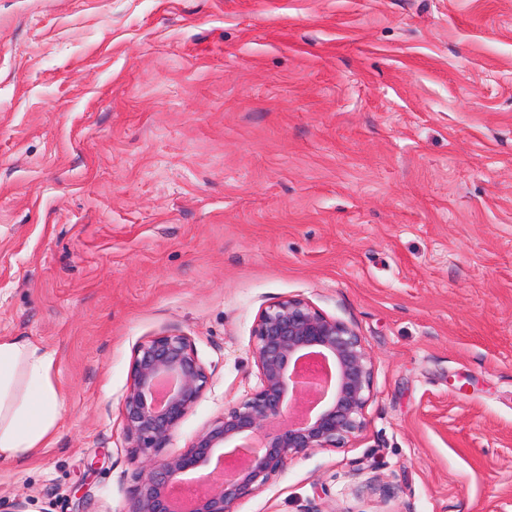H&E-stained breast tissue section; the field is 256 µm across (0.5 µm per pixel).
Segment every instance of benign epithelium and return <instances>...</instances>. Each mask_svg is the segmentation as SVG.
Wrapping results in <instances>:
<instances>
[{"label": "benign epithelium", "instance_id": "obj_1", "mask_svg": "<svg viewBox=\"0 0 512 512\" xmlns=\"http://www.w3.org/2000/svg\"><path fill=\"white\" fill-rule=\"evenodd\" d=\"M258 385L180 452L171 445L209 382L188 337L153 336L134 349L123 398L126 437L146 464L128 512H177L175 488L203 480L187 512H236L287 461L362 433L372 358L353 329L288 298L262 310L253 331Z\"/></svg>", "mask_w": 512, "mask_h": 512}]
</instances>
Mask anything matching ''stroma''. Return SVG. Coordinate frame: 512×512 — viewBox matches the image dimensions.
Here are the masks:
<instances>
[{"mask_svg":"<svg viewBox=\"0 0 512 512\" xmlns=\"http://www.w3.org/2000/svg\"><path fill=\"white\" fill-rule=\"evenodd\" d=\"M362 336L367 427L236 512H512V0H0V336L54 356L0 512H128L136 345L256 386L259 312Z\"/></svg>","mask_w":512,"mask_h":512,"instance_id":"stroma-1","label":"stroma"}]
</instances>
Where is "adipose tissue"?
Listing matches in <instances>:
<instances>
[{
  "instance_id": "adipose-tissue-1",
  "label": "adipose tissue",
  "mask_w": 512,
  "mask_h": 512,
  "mask_svg": "<svg viewBox=\"0 0 512 512\" xmlns=\"http://www.w3.org/2000/svg\"><path fill=\"white\" fill-rule=\"evenodd\" d=\"M54 358L39 345L0 337V461L46 447L60 419Z\"/></svg>"
}]
</instances>
